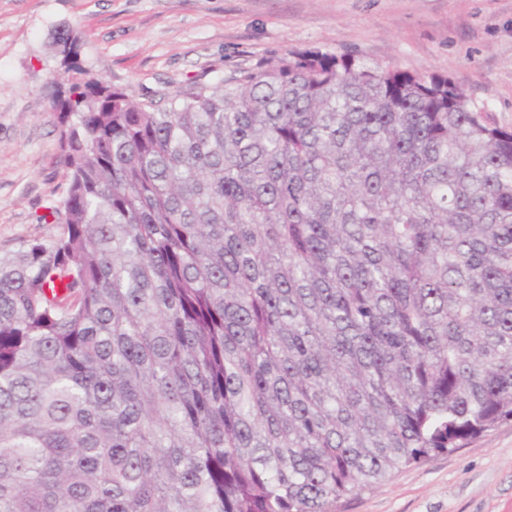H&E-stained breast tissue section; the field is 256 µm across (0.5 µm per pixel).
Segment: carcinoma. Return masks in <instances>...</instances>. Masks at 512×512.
<instances>
[{
	"label": "carcinoma",
	"instance_id": "1",
	"mask_svg": "<svg viewBox=\"0 0 512 512\" xmlns=\"http://www.w3.org/2000/svg\"><path fill=\"white\" fill-rule=\"evenodd\" d=\"M63 233L0 255V512H336L512 420V130L319 48L140 102L63 56Z\"/></svg>",
	"mask_w": 512,
	"mask_h": 512
}]
</instances>
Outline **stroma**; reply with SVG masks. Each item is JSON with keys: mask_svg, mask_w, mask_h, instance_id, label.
<instances>
[{"mask_svg": "<svg viewBox=\"0 0 512 512\" xmlns=\"http://www.w3.org/2000/svg\"><path fill=\"white\" fill-rule=\"evenodd\" d=\"M131 98L211 85L292 50L351 52L462 85L512 128V0H0V253L60 236L67 190L51 110L61 57ZM338 512H512V420L403 468Z\"/></svg>", "mask_w": 512, "mask_h": 512, "instance_id": "35a3bbf8", "label": "stroma"}]
</instances>
